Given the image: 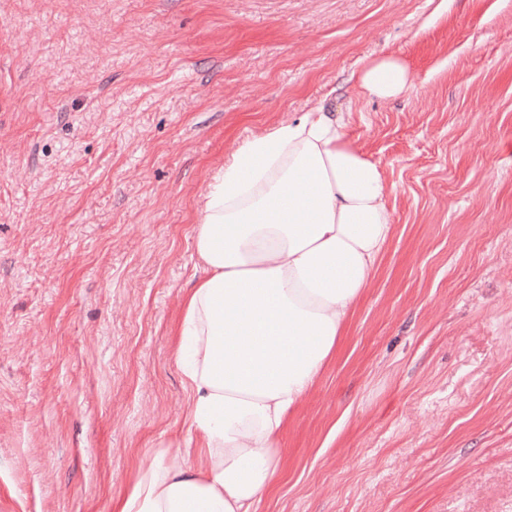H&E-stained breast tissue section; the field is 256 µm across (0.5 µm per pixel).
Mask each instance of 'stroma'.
Returning a JSON list of instances; mask_svg holds the SVG:
<instances>
[{
  "label": "stroma",
  "instance_id": "stroma-1",
  "mask_svg": "<svg viewBox=\"0 0 512 512\" xmlns=\"http://www.w3.org/2000/svg\"><path fill=\"white\" fill-rule=\"evenodd\" d=\"M321 102L394 234L258 512H512V0H0V512H112L181 435L196 204ZM352 79L360 94L377 99L396 98L414 87L409 68L395 55L368 61L352 74Z\"/></svg>",
  "mask_w": 512,
  "mask_h": 512
}]
</instances>
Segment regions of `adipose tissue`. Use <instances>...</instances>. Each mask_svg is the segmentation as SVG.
Wrapping results in <instances>:
<instances>
[{"label": "adipose tissue", "instance_id": "adipose-tissue-1", "mask_svg": "<svg viewBox=\"0 0 512 512\" xmlns=\"http://www.w3.org/2000/svg\"><path fill=\"white\" fill-rule=\"evenodd\" d=\"M352 78L377 99L414 86L395 55ZM349 124L348 111L317 105L246 138L214 175L175 329L184 434L153 446L112 512H256L272 491L282 435L393 235L383 171Z\"/></svg>", "mask_w": 512, "mask_h": 512}]
</instances>
